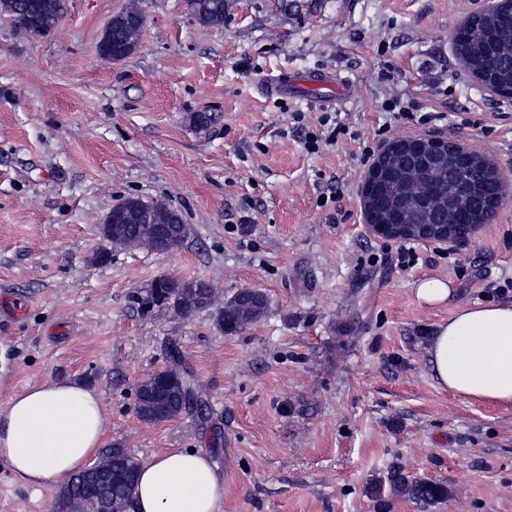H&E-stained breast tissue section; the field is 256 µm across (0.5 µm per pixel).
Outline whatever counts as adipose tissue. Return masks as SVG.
<instances>
[{"label": "adipose tissue", "mask_w": 512, "mask_h": 512, "mask_svg": "<svg viewBox=\"0 0 512 512\" xmlns=\"http://www.w3.org/2000/svg\"><path fill=\"white\" fill-rule=\"evenodd\" d=\"M428 357L439 387L512 406V301L458 306L440 325ZM98 395L81 383L27 386L0 410V460L25 485L58 482L105 446ZM224 479L194 448H171L140 464L133 512H220Z\"/></svg>", "instance_id": "ef3b65f1"}]
</instances>
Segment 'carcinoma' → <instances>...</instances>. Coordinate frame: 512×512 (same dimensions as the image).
<instances>
[{
	"label": "carcinoma",
	"mask_w": 512,
	"mask_h": 512,
	"mask_svg": "<svg viewBox=\"0 0 512 512\" xmlns=\"http://www.w3.org/2000/svg\"><path fill=\"white\" fill-rule=\"evenodd\" d=\"M40 0H0V7L12 18L25 14ZM51 7L42 14L39 22L26 32L42 36L54 30L69 11V0H49ZM187 9L195 21L202 25H221L228 13V0H187ZM142 23L135 26L117 27L113 32V49L124 43H138ZM455 53L463 57L468 73L481 84L492 88L501 97L512 98V7H502L494 12L476 13L469 17L467 26L455 33ZM396 179L391 191L406 204V220L409 224H446L457 209L473 213L482 223L491 222L496 207L488 202L484 186L488 172L480 165L467 167L469 176L460 177L456 157L446 151L430 166H414L396 160H387ZM162 203H146L137 197L123 200L124 214L117 223L123 225L122 232L134 240L143 223L139 215L164 209ZM182 295L181 311L189 317L198 312H210L216 328L226 334H235L261 320L267 311L265 295L256 290H241L224 306L214 303V289L207 282L158 278L146 290L144 303L163 305L166 297ZM171 362L166 370L137 390L135 413L145 420L170 421L183 413L177 382L194 385L192 375L181 369L182 357L179 348L171 344L167 348ZM109 458L112 481L101 486L100 499L112 503L115 512H128L135 488L136 473L133 462L125 449L114 446L102 450ZM81 474L73 475L63 487L57 503V512H81L83 498ZM390 487L409 494L415 500L431 504L444 498L447 489L437 483L411 478L400 469L387 477Z\"/></svg>",
	"instance_id": "carcinoma-1"
}]
</instances>
